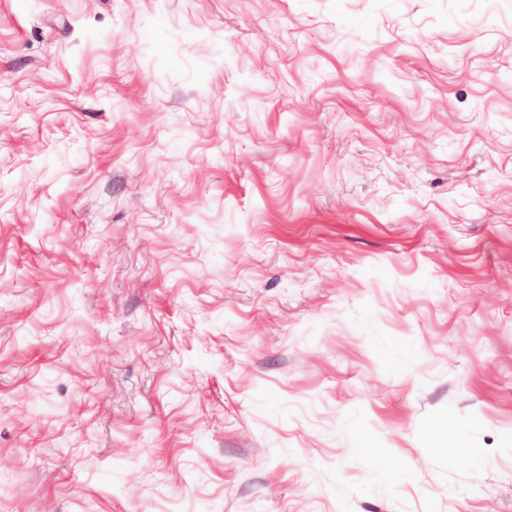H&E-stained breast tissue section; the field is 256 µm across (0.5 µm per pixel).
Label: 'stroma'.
I'll return each mask as SVG.
<instances>
[{"label":"stroma","mask_w":512,"mask_h":512,"mask_svg":"<svg viewBox=\"0 0 512 512\" xmlns=\"http://www.w3.org/2000/svg\"><path fill=\"white\" fill-rule=\"evenodd\" d=\"M0 512H512V0H0Z\"/></svg>","instance_id":"obj_1"}]
</instances>
